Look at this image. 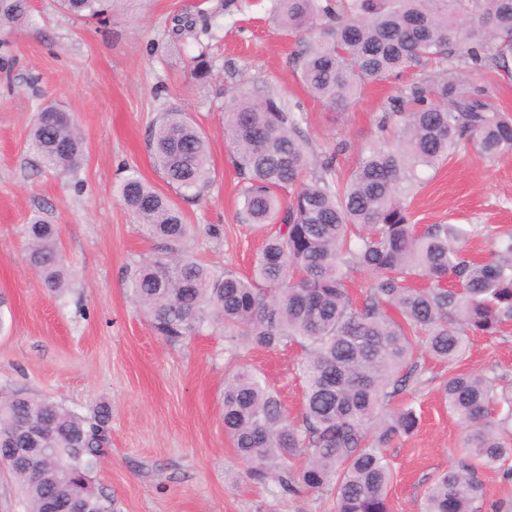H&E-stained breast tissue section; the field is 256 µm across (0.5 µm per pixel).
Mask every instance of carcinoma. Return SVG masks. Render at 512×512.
I'll return each instance as SVG.
<instances>
[{"mask_svg":"<svg viewBox=\"0 0 512 512\" xmlns=\"http://www.w3.org/2000/svg\"><path fill=\"white\" fill-rule=\"evenodd\" d=\"M106 0H59L66 12L99 18ZM277 27L301 37L300 79L308 93L344 112L371 82L420 71L405 97L389 102L380 131L338 173L344 143L318 158L300 130L301 113L264 93L242 94L224 111V140L241 184L240 219L270 226L254 275H214L185 247L190 232L178 204L140 174L119 188L122 205L157 242L130 272L129 288L153 332L172 344L217 324L253 348L296 345L303 382L300 419L291 421L265 380L247 364L224 378V432L246 476L290 496L326 495L332 512H392L393 472L385 448L420 425L415 408L389 402L419 382L423 355L453 364L469 336H496L512 324V233L493 256L473 259L457 224L412 223L405 197L419 172L461 146L484 157L512 154V115L483 90L463 87L465 70L507 69L512 0H271ZM28 0H0V28L21 26ZM212 18L184 30L210 34ZM197 79L211 76L201 49ZM45 104L26 148L47 170L73 171L84 140L73 116L52 122ZM153 165L175 194L202 195L212 182L209 140L183 112L161 115L148 139ZM25 256L45 288L60 294L70 269L59 229L24 226ZM370 275L360 296L353 275ZM448 414L463 429L459 463L428 486L421 512H475L483 470L512 480V395L497 377L454 373L440 384ZM109 415L88 417L47 397L0 391V467L13 474L25 512H112L90 485Z\"/></svg>","mask_w":512,"mask_h":512,"instance_id":"obj_1","label":"carcinoma"}]
</instances>
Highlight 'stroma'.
I'll use <instances>...</instances> for the list:
<instances>
[{
    "mask_svg": "<svg viewBox=\"0 0 512 512\" xmlns=\"http://www.w3.org/2000/svg\"><path fill=\"white\" fill-rule=\"evenodd\" d=\"M197 7L218 22L205 82L191 72L197 44L171 38L176 18ZM270 8V0H113L99 22L64 12L57 0H31L24 26L0 30V388L88 416L108 408L109 442L91 480L110 496L112 512H329L324 495L291 497L241 475L224 433V376L234 362L264 376L289 415H299V349L252 350L217 326L179 345L156 336L128 280L153 244L117 196L133 170L162 186L147 136L162 112L178 108L206 133L213 177L203 199L181 205L194 226L188 246L211 270L246 275L266 231L239 218L223 133L232 93L269 92L299 104L315 152L348 143L339 158L344 173L357 149L377 138L381 112L413 76L368 85L347 112H328L304 89L295 39L276 27ZM49 100L74 116L84 138V159L68 174L41 169L26 149ZM409 209L422 226L464 225L468 250L490 258L493 237L512 230V155L460 150L438 171L422 172ZM36 216L60 229L72 271L64 294L46 290L26 265L21 231ZM210 224L220 238L209 236ZM453 370L495 373L499 389L512 392V327L472 337L454 366L426 361L420 383L395 398L416 409L421 425L385 450L393 512H419L427 486L455 461L461 429L439 394Z\"/></svg>",
    "mask_w": 512,
    "mask_h": 512,
    "instance_id": "obj_1",
    "label": "stroma"
}]
</instances>
